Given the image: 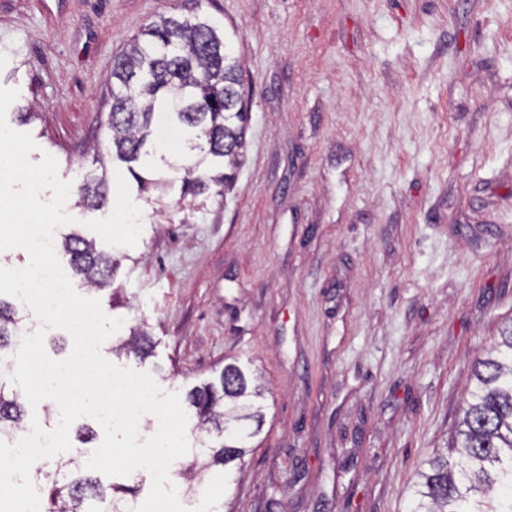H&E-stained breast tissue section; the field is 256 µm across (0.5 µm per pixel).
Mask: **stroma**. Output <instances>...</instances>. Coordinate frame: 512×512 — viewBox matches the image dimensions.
<instances>
[{
	"label": "stroma",
	"instance_id": "stroma-1",
	"mask_svg": "<svg viewBox=\"0 0 512 512\" xmlns=\"http://www.w3.org/2000/svg\"><path fill=\"white\" fill-rule=\"evenodd\" d=\"M220 22L249 122L233 191L181 197L196 153L158 115L140 191L100 170L113 62L158 14ZM11 128L52 155L66 210L118 265L97 298L151 357L109 362L186 395L225 364L255 373L265 421L241 466L187 512H410L471 368L512 323V0H0ZM33 107L32 121L19 114ZM107 173L98 208L81 181ZM139 219L134 235L119 224Z\"/></svg>",
	"mask_w": 512,
	"mask_h": 512
}]
</instances>
